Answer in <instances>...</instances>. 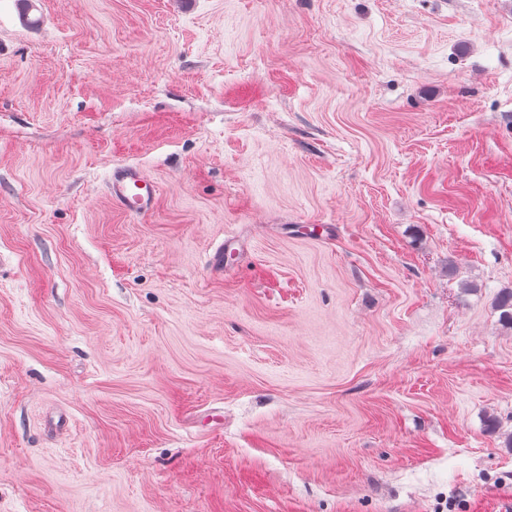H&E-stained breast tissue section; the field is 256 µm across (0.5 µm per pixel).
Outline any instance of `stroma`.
<instances>
[{"label": "stroma", "instance_id": "35a3bbf8", "mask_svg": "<svg viewBox=\"0 0 512 512\" xmlns=\"http://www.w3.org/2000/svg\"><path fill=\"white\" fill-rule=\"evenodd\" d=\"M508 288L512 0H0V512H512ZM107 192L118 208L128 214L141 215L153 209L158 188L138 166L120 164L112 168Z\"/></svg>", "mask_w": 512, "mask_h": 512}]
</instances>
